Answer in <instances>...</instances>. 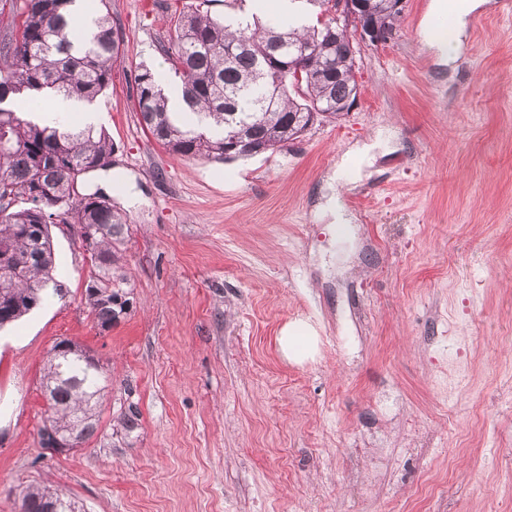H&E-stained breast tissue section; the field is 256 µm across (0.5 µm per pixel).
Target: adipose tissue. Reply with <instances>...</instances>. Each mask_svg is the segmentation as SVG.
<instances>
[{"instance_id": "obj_1", "label": "adipose tissue", "mask_w": 512, "mask_h": 512, "mask_svg": "<svg viewBox=\"0 0 512 512\" xmlns=\"http://www.w3.org/2000/svg\"><path fill=\"white\" fill-rule=\"evenodd\" d=\"M481 4L482 0H433L432 15L450 13L451 23L448 29L443 31L429 25L423 26L420 37L422 42L434 51L441 65L455 64L460 54L468 18Z\"/></svg>"}]
</instances>
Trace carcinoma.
<instances>
[{"label": "carcinoma", "instance_id": "1", "mask_svg": "<svg viewBox=\"0 0 512 512\" xmlns=\"http://www.w3.org/2000/svg\"><path fill=\"white\" fill-rule=\"evenodd\" d=\"M75 0H0V328L20 320L56 283L50 227L78 224L92 229L94 248L84 300L94 326L108 331L124 314L134 286L122 271L120 245L125 216L98 193H82L85 176L110 165L115 151L105 130L50 127L34 120L49 94L90 103L112 84L122 56L123 35L109 15L75 46L69 6ZM213 0L169 20L164 47L193 110L188 122L169 111L158 75L142 65L134 71L136 109L153 139L178 157L228 159L227 148L254 141L275 151L295 140L317 106L336 117V108L357 87L360 48L336 34L327 0L317 6L316 24L295 26L248 15L253 0H233L239 13L211 14ZM368 18L394 34L401 12L392 0H363ZM304 63L300 84L288 64ZM28 110L3 107L8 98ZM109 376L81 345L63 339L47 356L42 387L44 433L74 434L80 447L97 431L96 405ZM71 501L49 487L28 486L19 512H69Z\"/></svg>", "mask_w": 512, "mask_h": 512}]
</instances>
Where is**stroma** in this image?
Instances as JSON below:
<instances>
[{"mask_svg":"<svg viewBox=\"0 0 512 512\" xmlns=\"http://www.w3.org/2000/svg\"><path fill=\"white\" fill-rule=\"evenodd\" d=\"M195 4L106 2L124 52L95 107L115 152L86 188L127 220L134 295L95 328L89 256L53 229L62 295L0 328V512L29 484L85 512H512V13L485 0L451 72L406 0L357 56L352 112L222 161L156 144L130 82L144 64L175 85L165 21ZM370 142L361 174L338 171ZM334 174L347 224L323 211ZM295 321L318 338L299 362L278 344ZM62 339L110 382L95 436L51 452L41 376Z\"/></svg>","mask_w":512,"mask_h":512,"instance_id":"35a3bbf8","label":"stroma"}]
</instances>
